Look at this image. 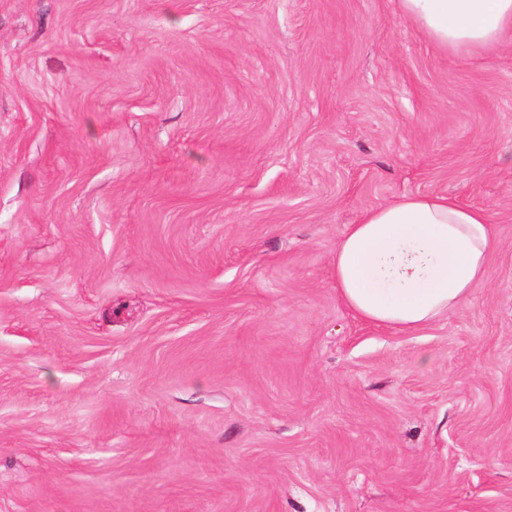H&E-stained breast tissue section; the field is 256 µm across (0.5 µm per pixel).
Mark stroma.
Wrapping results in <instances>:
<instances>
[{
  "label": "stroma",
  "mask_w": 512,
  "mask_h": 512,
  "mask_svg": "<svg viewBox=\"0 0 512 512\" xmlns=\"http://www.w3.org/2000/svg\"><path fill=\"white\" fill-rule=\"evenodd\" d=\"M486 209L405 333L365 210ZM0 512H512V45L399 0H0ZM497 247L488 211L437 194L368 209L336 245L333 272L362 320L415 332L466 303Z\"/></svg>",
  "instance_id": "1"
}]
</instances>
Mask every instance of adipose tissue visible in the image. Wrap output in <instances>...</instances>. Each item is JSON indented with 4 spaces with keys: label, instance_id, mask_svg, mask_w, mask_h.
I'll use <instances>...</instances> for the list:
<instances>
[{
    "label": "adipose tissue",
    "instance_id": "adipose-tissue-1",
    "mask_svg": "<svg viewBox=\"0 0 512 512\" xmlns=\"http://www.w3.org/2000/svg\"><path fill=\"white\" fill-rule=\"evenodd\" d=\"M440 50L488 52L512 33V0H399ZM497 247L485 209L445 195H406L368 209L336 245L333 272L362 320L411 333L466 303Z\"/></svg>",
    "mask_w": 512,
    "mask_h": 512
}]
</instances>
